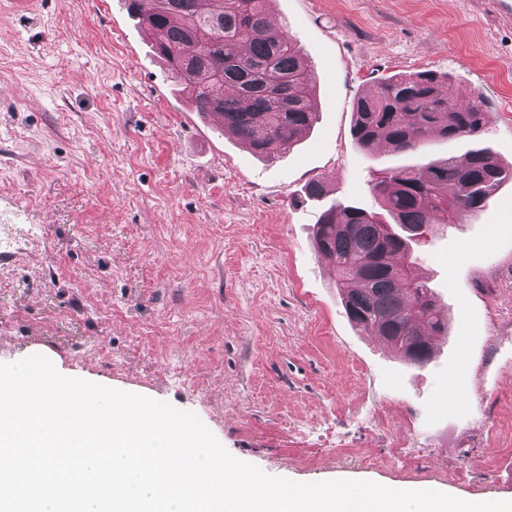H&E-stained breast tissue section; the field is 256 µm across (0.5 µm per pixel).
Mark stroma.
I'll return each mask as SVG.
<instances>
[{"label":"stroma","instance_id":"stroma-1","mask_svg":"<svg viewBox=\"0 0 512 512\" xmlns=\"http://www.w3.org/2000/svg\"><path fill=\"white\" fill-rule=\"evenodd\" d=\"M492 3L273 0L319 120L268 159L189 107L125 0L0 21V364L42 354L193 412L270 476L511 501L512 181L413 245L448 317L422 367L352 326L303 193L322 178L372 210L379 171L416 163L352 133L398 72L451 75L512 164V18Z\"/></svg>","mask_w":512,"mask_h":512}]
</instances>
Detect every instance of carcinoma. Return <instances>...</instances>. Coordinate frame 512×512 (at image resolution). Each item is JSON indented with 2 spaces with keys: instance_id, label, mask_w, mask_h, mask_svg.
<instances>
[{
  "instance_id": "obj_1",
  "label": "carcinoma",
  "mask_w": 512,
  "mask_h": 512,
  "mask_svg": "<svg viewBox=\"0 0 512 512\" xmlns=\"http://www.w3.org/2000/svg\"><path fill=\"white\" fill-rule=\"evenodd\" d=\"M127 0L148 34L161 35L163 59L196 111L220 113L224 127L259 157L289 150L317 122L306 61L297 43L270 20L272 0ZM489 113L449 75L396 73L357 99L353 135L360 147L384 144L414 154L432 139L479 138ZM512 181L482 145L465 162L448 157L381 170L372 186L378 210L332 202L314 224L318 252L336 270L351 324L378 336L401 358L427 363L429 337L448 331L434 290L414 274L406 229L459 224ZM320 201V179L304 186Z\"/></svg>"
}]
</instances>
